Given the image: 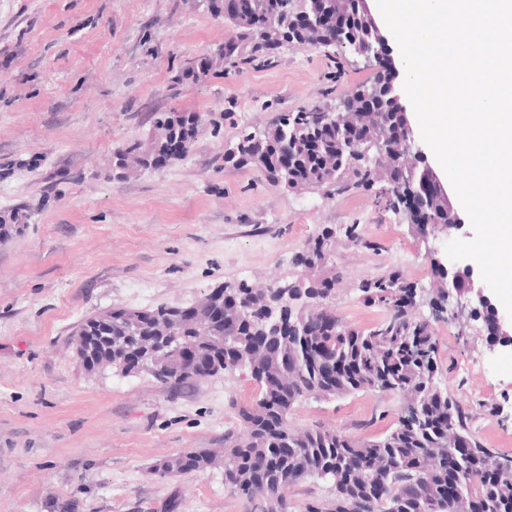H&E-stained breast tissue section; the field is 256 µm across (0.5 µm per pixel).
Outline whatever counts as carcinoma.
Here are the masks:
<instances>
[{"mask_svg":"<svg viewBox=\"0 0 512 512\" xmlns=\"http://www.w3.org/2000/svg\"><path fill=\"white\" fill-rule=\"evenodd\" d=\"M254 7L228 9L233 30L220 59L224 69L243 56L271 57L285 44L318 48L340 46L368 51L383 37L366 10L365 0H302L323 26L299 30L288 18V0H252ZM372 82L378 96L347 97L353 116L371 118L376 127H394L401 111L389 80L377 72ZM316 107L282 112L269 125L243 132L224 153V164L255 167L274 183L298 190L343 194L370 187L378 171L390 177L392 190L413 188L425 222L446 229L458 223L453 205L435 193L429 167L405 164L402 143L395 139L386 155L366 144L349 147L339 122L322 124ZM150 147L138 141L116 151L115 165L149 169L155 154L171 141L191 145L203 120L177 113L154 117ZM22 216L0 217V237L22 230ZM335 248L334 233L324 228L296 258L308 278L253 288L225 283L231 295L218 294L208 307L212 320L194 321L195 306L157 305L134 310L114 307L80 322L71 336L83 363L99 368L138 357L140 340L154 341L153 357L144 363L158 382L176 389L195 386L218 374L250 370L257 385L251 406L240 410L241 432L224 433V455L188 453L194 471L220 467L224 486L252 504L251 512H288V490L306 480L331 485V497L312 501L304 512H461L448 496V436L460 454L457 479L461 497L478 495L482 512H512V459L484 446L469 427L472 413L460 406L436 378L437 345L430 320L417 308L391 306L394 288L404 277L389 271L361 283L366 303L386 310L369 328L336 317L335 294L319 287L336 277L327 268ZM292 322L294 335L283 324ZM188 338L198 348L200 363L188 366L173 356L177 341ZM365 390L399 394L402 412L386 433L370 440L333 429H299L290 422L296 404L313 398L329 400ZM185 456L159 460L151 474L165 479L186 473Z\"/></svg>","mask_w":512,"mask_h":512,"instance_id":"obj_1","label":"carcinoma"}]
</instances>
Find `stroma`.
Returning <instances> with one entry per match:
<instances>
[{
	"label": "stroma",
	"instance_id": "1",
	"mask_svg": "<svg viewBox=\"0 0 512 512\" xmlns=\"http://www.w3.org/2000/svg\"><path fill=\"white\" fill-rule=\"evenodd\" d=\"M210 0H0V512H250L219 469L161 479L163 458L224 445L256 384L249 370L173 389L150 375L88 369L69 339L113 307L195 303L227 282L264 286L303 275L296 256L336 235L334 311L367 328L385 316L359 285L398 270L435 286L425 248L386 205L387 184L334 196L291 190L224 164L243 130L278 113L335 102L371 79L345 48L286 46L207 76L191 67L232 37ZM155 112L200 115L182 157L117 170V148L149 144ZM357 225L359 242L342 230ZM437 379L474 415L487 447L512 456V351L489 349L482 321L434 316ZM400 396L310 399L298 428L355 438L385 433Z\"/></svg>",
	"mask_w": 512,
	"mask_h": 512
}]
</instances>
